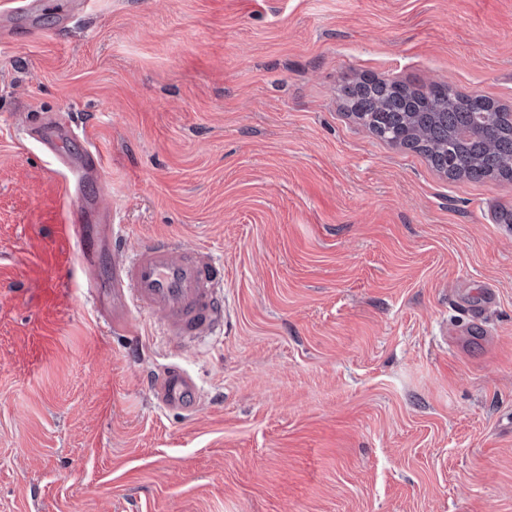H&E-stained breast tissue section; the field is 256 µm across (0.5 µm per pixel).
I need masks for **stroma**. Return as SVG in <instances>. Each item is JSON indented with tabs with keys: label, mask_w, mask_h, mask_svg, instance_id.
<instances>
[{
	"label": "stroma",
	"mask_w": 512,
	"mask_h": 512,
	"mask_svg": "<svg viewBox=\"0 0 512 512\" xmlns=\"http://www.w3.org/2000/svg\"><path fill=\"white\" fill-rule=\"evenodd\" d=\"M77 2L0 12V512H512V181L446 177L340 93L512 108V0ZM41 113L104 155L81 202ZM98 200L125 244L223 259V335L104 331ZM171 361L195 418L144 383ZM76 229L75 240H76V251L79 257V265L84 268L87 275L89 293L94 294L97 291L95 288V277L94 271L97 265L96 252L94 248L88 243L87 238L83 235L80 230Z\"/></svg>",
	"instance_id": "obj_1"
}]
</instances>
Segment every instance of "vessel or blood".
Masks as SVG:
<instances>
[{"label":"vessel or blood","mask_w":512,"mask_h":512,"mask_svg":"<svg viewBox=\"0 0 512 512\" xmlns=\"http://www.w3.org/2000/svg\"><path fill=\"white\" fill-rule=\"evenodd\" d=\"M59 127L58 120L42 118L37 125L38 140L62 165L66 185L77 190L102 168L103 157L88 142L80 159L68 157L57 137ZM112 298L119 308L112 313L111 329H129L125 310L131 307L159 315L162 333L172 342L192 343L215 336L224 326V266L205 249L187 247L172 237L151 239L114 260ZM149 386L160 407L198 412L200 387L179 364L156 374Z\"/></svg>","instance_id":"b4317fda"}]
</instances>
